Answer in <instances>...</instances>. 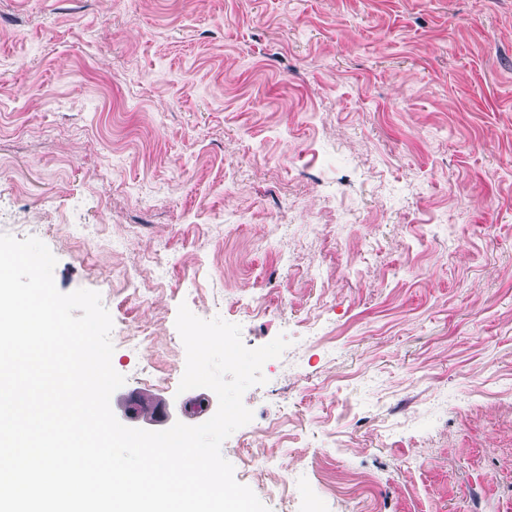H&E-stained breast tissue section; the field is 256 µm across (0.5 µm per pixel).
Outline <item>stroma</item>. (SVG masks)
<instances>
[{
    "instance_id": "35a3bbf8",
    "label": "stroma",
    "mask_w": 512,
    "mask_h": 512,
    "mask_svg": "<svg viewBox=\"0 0 512 512\" xmlns=\"http://www.w3.org/2000/svg\"><path fill=\"white\" fill-rule=\"evenodd\" d=\"M0 234L126 426L215 397L180 304L286 337L221 447L270 512H512V0H0Z\"/></svg>"
}]
</instances>
